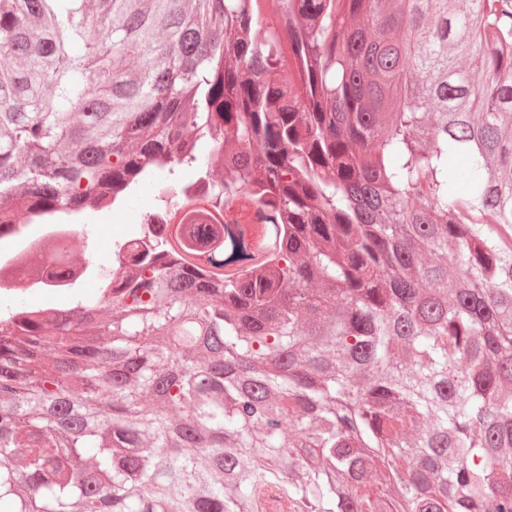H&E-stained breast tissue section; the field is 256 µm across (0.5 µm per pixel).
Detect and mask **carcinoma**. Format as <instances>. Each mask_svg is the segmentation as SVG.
Returning a JSON list of instances; mask_svg holds the SVG:
<instances>
[{"instance_id": "1", "label": "carcinoma", "mask_w": 512, "mask_h": 512, "mask_svg": "<svg viewBox=\"0 0 512 512\" xmlns=\"http://www.w3.org/2000/svg\"><path fill=\"white\" fill-rule=\"evenodd\" d=\"M181 165L281 228L0 316V512H512V0H0V225Z\"/></svg>"}]
</instances>
